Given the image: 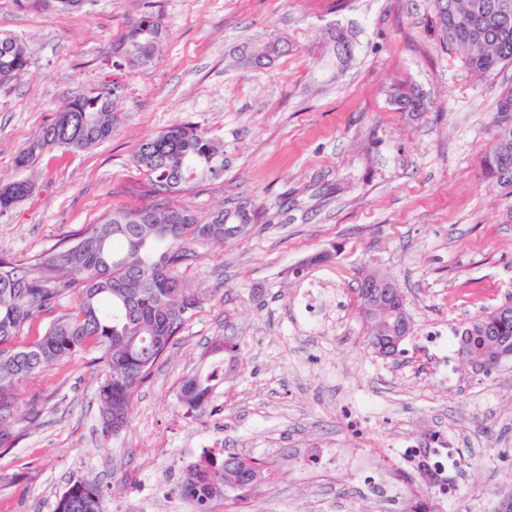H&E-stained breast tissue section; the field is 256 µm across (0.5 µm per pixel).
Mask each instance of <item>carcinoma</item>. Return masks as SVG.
I'll return each mask as SVG.
<instances>
[{
  "instance_id": "1",
  "label": "carcinoma",
  "mask_w": 512,
  "mask_h": 512,
  "mask_svg": "<svg viewBox=\"0 0 512 512\" xmlns=\"http://www.w3.org/2000/svg\"><path fill=\"white\" fill-rule=\"evenodd\" d=\"M512 0H430L432 23L440 42L460 57L472 72L489 75L512 65V11L501 3ZM165 35L161 18L143 12L128 22L112 44V68L131 74L151 67ZM334 61L347 63L353 44L343 29L327 37ZM279 52L269 39L247 49L242 60ZM30 65L26 47L9 37L0 38V86L19 79ZM123 85L112 80L61 102L54 121L40 138L15 156L19 168L30 166L36 152L61 145L72 151L92 149L112 137L117 117L114 104ZM390 98L401 110L422 112L423 97L407 81L392 85ZM490 144L481 156L480 171L487 182L512 194V87L503 91L490 121ZM133 163L147 174L148 193L156 205L114 211L90 225L76 241L52 249L31 267L0 258V452L14 447L19 418L14 408L19 383L94 348L107 371L97 389L103 430L119 432L127 424L132 398L155 366L174 345L183 326L202 302V295L184 287L179 268L193 260L192 243L224 244V220L255 223L247 207L219 210L202 221L186 205L169 198L191 190L195 180L224 174V149L216 139L195 126L177 123L143 139ZM34 185L21 180L0 188V215L12 211L33 193ZM375 274H364L354 288L359 315L367 329V343H389L376 321L374 294L367 287ZM78 293L74 312L54 320L45 332L25 347L13 341L20 330L42 312L52 310L63 290ZM459 353L466 363L481 364L505 343H512V304L472 319L459 329ZM206 368L186 377L179 400L194 414L209 405L213 389L226 381L238 365V344L233 336H219L203 352ZM273 463L226 451L203 453L187 468L177 485L192 512H211L212 503L224 501L233 512L268 486ZM54 512H104L98 485L87 479L69 484Z\"/></svg>"
}]
</instances>
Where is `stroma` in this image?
I'll return each mask as SVG.
<instances>
[{"label": "stroma", "mask_w": 512, "mask_h": 512, "mask_svg": "<svg viewBox=\"0 0 512 512\" xmlns=\"http://www.w3.org/2000/svg\"><path fill=\"white\" fill-rule=\"evenodd\" d=\"M160 14L167 36L155 65L124 76L111 140L39 152L17 168L68 96L111 81L112 43L129 18ZM354 41L347 65L327 64L329 28ZM23 43L27 72L0 87V187L35 183L0 217V255L29 266L117 210L152 204L137 144L191 123L224 147L223 176L197 181L173 204L206 216L245 204L259 214L223 245H197L180 271L206 298L135 393L119 433L100 431L96 351L37 373L18 389L17 415L37 412L15 448L0 453V512H53L69 483L97 478L104 512H140L153 473L213 435L225 447L277 462L320 443L346 470L320 476L294 465L249 512H391L367 476L388 468L404 504L430 497L407 463L385 453L404 438H448L465 464L442 512H493L512 495V361L475 373L457 349L429 350L451 332L512 302V197L487 184L480 157L512 66L481 77L442 48L428 0H82L58 12L0 0V36ZM277 38L287 50L265 69L244 48ZM412 83L426 109L407 112L386 91ZM390 278L412 331L396 358L373 352L357 313V280ZM321 296L305 313L308 290ZM235 337L240 369L201 415L178 399L218 336ZM369 395L375 416L351 429L348 402Z\"/></svg>", "instance_id": "stroma-1"}]
</instances>
